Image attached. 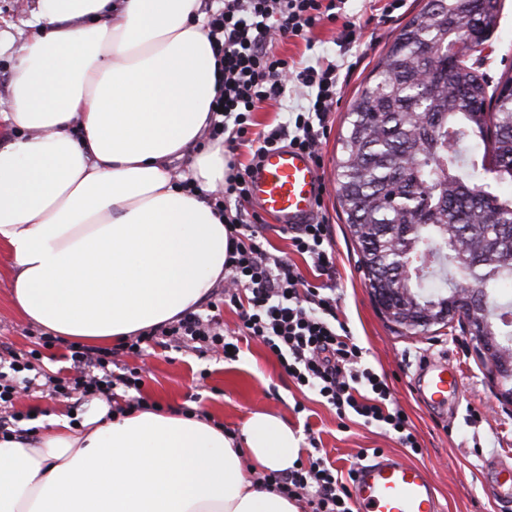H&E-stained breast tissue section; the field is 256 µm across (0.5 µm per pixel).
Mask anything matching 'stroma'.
Here are the masks:
<instances>
[{
  "label": "stroma",
  "mask_w": 512,
  "mask_h": 512,
  "mask_svg": "<svg viewBox=\"0 0 512 512\" xmlns=\"http://www.w3.org/2000/svg\"><path fill=\"white\" fill-rule=\"evenodd\" d=\"M388 0H347L344 12L356 24L351 39H343L341 22L320 21L302 35L274 45L291 66L301 68L324 59L339 64L343 78L340 99L327 115L321 140L325 183L321 220L331 226L335 251L332 282L338 317L352 340L365 350L367 364L383 371L396 399L409 414L421 454L401 447L393 435L374 425L339 418L314 395L302 394L282 374L276 358L259 342H241L235 359L199 349L150 345L134 359L143 375L142 394L164 406L196 405L225 430H233L247 414L271 411L300 432V463L321 447L336 468L349 471L361 449H378L424 466L433 478L444 512H499L482 469L485 460L512 451V403L498 397V385L475 354L460 326H435L412 333L389 322L378 310L358 267L356 243L345 223L336 194L338 138L358 92L372 76L380 55L425 0H403L402 8L384 12ZM490 81L512 76V0H501L489 40L475 52ZM10 261L0 252V351L32 348L41 334L12 307L8 297ZM449 357L463 373V396L451 406L447 420L434 418L405 383L420 355ZM303 411H295V403Z\"/></svg>",
  "instance_id": "obj_1"
}]
</instances>
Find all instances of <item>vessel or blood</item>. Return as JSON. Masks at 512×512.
I'll return each mask as SVG.
<instances>
[{
	"mask_svg": "<svg viewBox=\"0 0 512 512\" xmlns=\"http://www.w3.org/2000/svg\"><path fill=\"white\" fill-rule=\"evenodd\" d=\"M257 214L284 226L306 223L315 211L322 184L310 155L292 147L265 152L248 175ZM408 383L426 407L439 409L463 389L461 372L447 358L421 357ZM483 476L496 501L512 507V456L486 460ZM355 512H442L437 489L423 466L382 454L358 465L349 486Z\"/></svg>",
	"mask_w": 512,
	"mask_h": 512,
	"instance_id": "obj_1",
	"label": "vessel or blood"
}]
</instances>
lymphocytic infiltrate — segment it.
Returning a JSON list of instances; mask_svg holds the SVG:
<instances>
[{"mask_svg": "<svg viewBox=\"0 0 512 512\" xmlns=\"http://www.w3.org/2000/svg\"><path fill=\"white\" fill-rule=\"evenodd\" d=\"M208 16V36L216 51L222 87L208 126L210 139H223L228 150L245 141L252 114L262 104L284 98L287 82L306 90V106L288 112L273 129L259 133L254 157L270 148L288 145L317 155L327 132L326 116L338 100L340 73L336 64L316 61L302 69L290 67L273 50V42L294 37L321 19L336 20L345 0H219ZM247 169H236L223 190L214 194L215 207L224 218L229 247L224 261V283L207 312L189 310L179 319L140 333L116 348L70 345L75 372L69 377L51 376L52 394L87 401L112 395L116 387L133 391L136 407L147 406L140 396L139 368L124 366L127 358L141 357L157 337L175 347L199 345L214 352L228 351L224 325L215 315L217 303L239 308L245 337L259 340L278 359L299 390L314 393L335 409L339 418L349 416L393 433L399 443L420 453L406 411L398 404L384 372L363 363L362 348L351 341L336 313L335 288L329 278L335 268L331 229L325 222L293 224L287 233L296 253L308 257L320 283L308 281L299 268L268 249L262 234L263 220L245 210L250 200ZM55 337L40 336L37 348L0 357V434L29 437L20 428L14 403L22 393L12 367L30 371L42 350ZM123 372H116V365ZM264 485L288 498L307 499L312 512H354L342 475L326 457H312L308 465L265 474Z\"/></svg>", "mask_w": 512, "mask_h": 512, "instance_id": "f902f5d3", "label": "lymphocytic infiltrate"}]
</instances>
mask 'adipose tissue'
<instances>
[{"instance_id": "ef3b65f1", "label": "adipose tissue", "mask_w": 512, "mask_h": 512, "mask_svg": "<svg viewBox=\"0 0 512 512\" xmlns=\"http://www.w3.org/2000/svg\"><path fill=\"white\" fill-rule=\"evenodd\" d=\"M0 100V250L13 307L62 341L108 346L170 323L224 278L209 196L229 172L200 146L220 88L200 0H37ZM187 160L185 170L175 166ZM190 189H183V182ZM0 437V512H300L251 480L300 437L255 411L238 431L176 410L79 425L44 415Z\"/></svg>"}]
</instances>
